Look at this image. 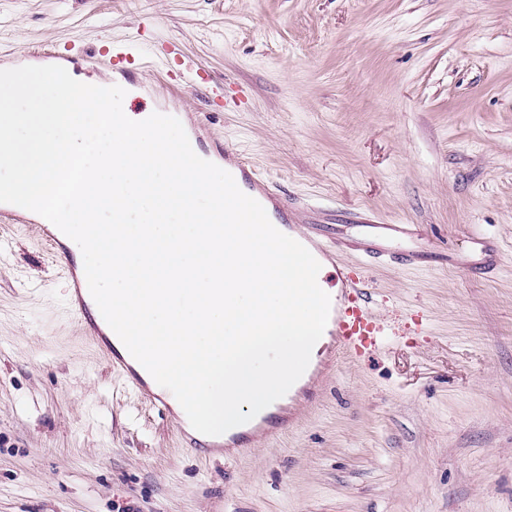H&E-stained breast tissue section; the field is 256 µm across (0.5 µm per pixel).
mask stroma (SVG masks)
I'll use <instances>...</instances> for the list:
<instances>
[{
	"instance_id": "stroma-1",
	"label": "stroma",
	"mask_w": 512,
	"mask_h": 512,
	"mask_svg": "<svg viewBox=\"0 0 512 512\" xmlns=\"http://www.w3.org/2000/svg\"><path fill=\"white\" fill-rule=\"evenodd\" d=\"M105 40L141 43L137 110L199 114L203 149L296 204L419 225L458 263L369 271L425 334L338 359L287 432L209 459L110 372L39 224L0 214V512H512V0H0V65ZM168 40L217 96L167 92Z\"/></svg>"
}]
</instances>
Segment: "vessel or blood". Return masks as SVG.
<instances>
[{"mask_svg": "<svg viewBox=\"0 0 512 512\" xmlns=\"http://www.w3.org/2000/svg\"><path fill=\"white\" fill-rule=\"evenodd\" d=\"M98 55L109 63L112 74L131 84L140 82L142 59L138 47L131 44L116 47L107 41ZM162 56L177 63L176 86L208 88L204 71L182 54L177 42H166ZM213 152L223 159L225 170L233 176L240 190L261 203L280 232L303 244L320 265L334 269L337 288L330 293L331 308L324 330L330 353L356 358L371 355L383 349L391 337L402 333L397 322L378 312L380 301L366 274L371 262L385 260L408 267L454 262L449 252L432 255L415 224H384L357 213L350 220L347 231L337 230L333 225L323 223L325 209L313 206L302 210L289 205L275 182L236 150L218 143ZM64 239L60 232L46 236L71 285L72 311L84 322L86 335L97 340L102 358L113 371L126 376L152 405L168 408V389H152L148 379L132 367L130 353L120 352L111 342L100 341L102 314L97 305L92 304L85 272L67 252ZM280 430V425L270 420L250 425L238 432L234 446L238 453H245L254 437L261 435L271 439Z\"/></svg>", "mask_w": 512, "mask_h": 512, "instance_id": "1", "label": "vessel or blood"}]
</instances>
